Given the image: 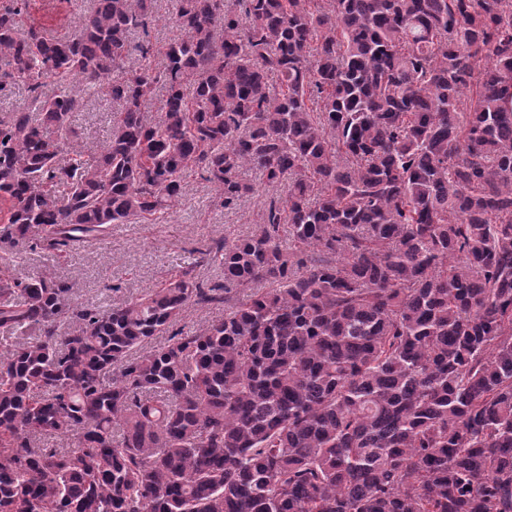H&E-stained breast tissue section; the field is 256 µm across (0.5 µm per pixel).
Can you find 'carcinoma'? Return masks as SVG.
<instances>
[{"label":"carcinoma","mask_w":512,"mask_h":512,"mask_svg":"<svg viewBox=\"0 0 512 512\" xmlns=\"http://www.w3.org/2000/svg\"><path fill=\"white\" fill-rule=\"evenodd\" d=\"M93 3L58 38L0 0V92L60 132L81 86L120 105L92 159L0 118L12 257L156 221L187 170L226 210L245 168L288 198L196 250L209 287L0 276V512H512V0H177L163 72L117 79L153 0ZM28 106L27 93L19 84L0 94V114L13 112ZM224 313V306L210 308L192 306L186 310L179 325L185 326L186 330L201 328L212 321L224 318Z\"/></svg>","instance_id":"obj_1"}]
</instances>
